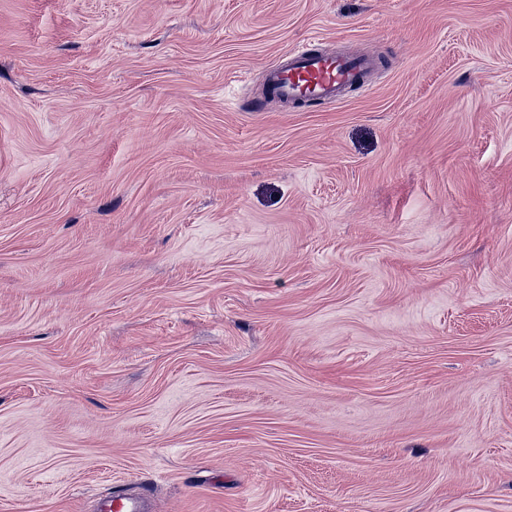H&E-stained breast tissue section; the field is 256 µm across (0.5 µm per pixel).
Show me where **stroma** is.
<instances>
[{
  "instance_id": "obj_1",
  "label": "stroma",
  "mask_w": 512,
  "mask_h": 512,
  "mask_svg": "<svg viewBox=\"0 0 512 512\" xmlns=\"http://www.w3.org/2000/svg\"><path fill=\"white\" fill-rule=\"evenodd\" d=\"M143 486L512 512V0H0V512ZM376 63L354 52H314L305 44L288 50L283 61L265 70L271 96L281 102L317 100L335 104L345 89L363 86Z\"/></svg>"
}]
</instances>
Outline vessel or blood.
Wrapping results in <instances>:
<instances>
[{
    "label": "vessel or blood",
    "instance_id": "1",
    "mask_svg": "<svg viewBox=\"0 0 512 512\" xmlns=\"http://www.w3.org/2000/svg\"><path fill=\"white\" fill-rule=\"evenodd\" d=\"M375 66L373 59L358 52L321 53L300 44L289 49L283 61L269 66L264 79L279 101L333 104L345 89L365 85ZM151 497L148 489L136 496L117 491L101 501L99 512H146Z\"/></svg>",
    "mask_w": 512,
    "mask_h": 512
}]
</instances>
